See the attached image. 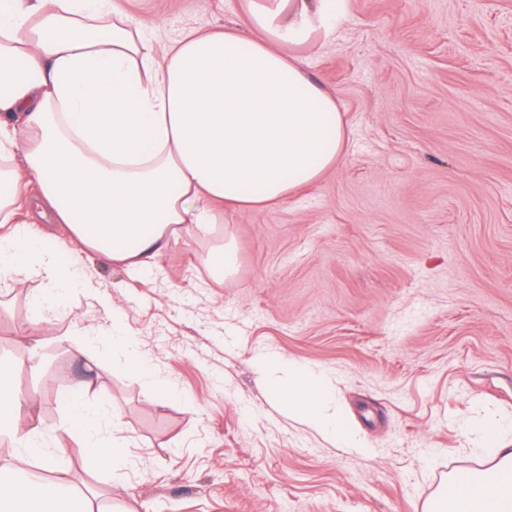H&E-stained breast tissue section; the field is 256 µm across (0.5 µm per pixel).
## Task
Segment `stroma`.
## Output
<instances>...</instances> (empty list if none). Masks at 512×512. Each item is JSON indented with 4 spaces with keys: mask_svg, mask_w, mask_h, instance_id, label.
Returning <instances> with one entry per match:
<instances>
[{
    "mask_svg": "<svg viewBox=\"0 0 512 512\" xmlns=\"http://www.w3.org/2000/svg\"><path fill=\"white\" fill-rule=\"evenodd\" d=\"M120 3L158 55L242 11ZM337 3L330 35L295 52L345 112L347 150L237 217L233 276L213 278L195 238L148 278L89 253L87 290L37 329L41 279L0 286L24 424L100 512H415L446 472L489 468L474 425L512 428V0ZM116 317L169 394L113 361ZM268 357L325 378L353 445L272 400ZM82 378L86 406L118 423L107 471L58 403Z\"/></svg>",
    "mask_w": 512,
    "mask_h": 512,
    "instance_id": "obj_1",
    "label": "stroma"
}]
</instances>
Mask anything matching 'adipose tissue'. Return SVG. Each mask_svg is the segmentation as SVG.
<instances>
[{"label":"adipose tissue","mask_w":512,"mask_h":512,"mask_svg":"<svg viewBox=\"0 0 512 512\" xmlns=\"http://www.w3.org/2000/svg\"><path fill=\"white\" fill-rule=\"evenodd\" d=\"M332 5L245 0L235 26L187 28L159 57L118 0H0V281L42 278L33 303L50 316L77 288L84 254L142 275L184 236L208 240L201 259L213 277L233 275L229 214L315 185L344 151L335 95L290 52L328 34ZM46 224L64 225V236L43 232ZM268 369L273 395L293 413L349 440L319 375ZM89 388L73 382L61 403L105 469L115 450L83 402ZM19 408L12 372L0 365V431L43 456ZM503 432L481 426L491 468L444 484L425 512H512ZM0 512L85 510L66 482L0 468Z\"/></svg>","instance_id":"ef3b65f1"}]
</instances>
